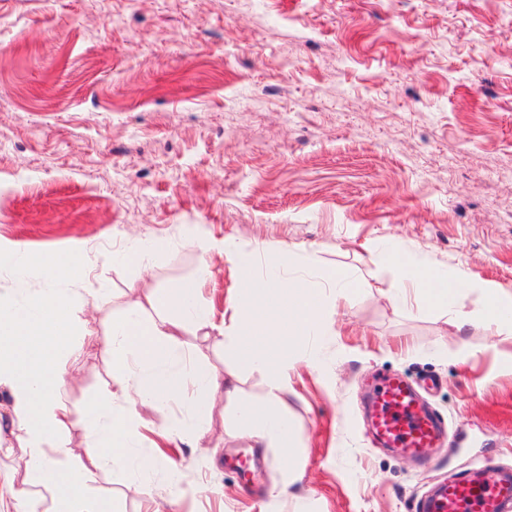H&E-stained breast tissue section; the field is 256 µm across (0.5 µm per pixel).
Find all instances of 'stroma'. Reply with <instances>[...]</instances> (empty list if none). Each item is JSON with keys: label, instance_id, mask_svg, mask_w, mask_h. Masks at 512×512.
Instances as JSON below:
<instances>
[{"label": "stroma", "instance_id": "35a3bbf8", "mask_svg": "<svg viewBox=\"0 0 512 512\" xmlns=\"http://www.w3.org/2000/svg\"><path fill=\"white\" fill-rule=\"evenodd\" d=\"M234 240L283 273H346L327 298L317 363L288 373L287 415L305 470L287 494L277 448L234 434L216 405L207 457L169 443L183 499L169 512H414L453 474L512 467V329H458L423 287L387 292L389 248L512 296V0H0V276L16 247L77 253L92 285L62 289L96 331L68 367L74 407L112 379V312L193 277L231 322L240 272L204 252ZM168 240L151 270L113 252ZM180 348L238 370L223 337ZM437 382L429 400L453 439L422 466L372 442L374 373ZM250 472L241 475L239 459ZM210 490L195 494L199 478ZM96 495L142 512L144 488L102 472Z\"/></svg>", "mask_w": 512, "mask_h": 512}]
</instances>
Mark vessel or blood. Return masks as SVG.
<instances>
[{
  "instance_id": "1",
  "label": "vessel or blood",
  "mask_w": 512,
  "mask_h": 512,
  "mask_svg": "<svg viewBox=\"0 0 512 512\" xmlns=\"http://www.w3.org/2000/svg\"><path fill=\"white\" fill-rule=\"evenodd\" d=\"M372 409L376 438L398 448L400 457L423 458L429 449L440 446V420L420 402L407 377L380 376ZM420 512H512V472L488 484L476 477L449 480L422 502Z\"/></svg>"
}]
</instances>
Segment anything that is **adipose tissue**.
<instances>
[{
  "label": "adipose tissue",
  "mask_w": 512,
  "mask_h": 512,
  "mask_svg": "<svg viewBox=\"0 0 512 512\" xmlns=\"http://www.w3.org/2000/svg\"><path fill=\"white\" fill-rule=\"evenodd\" d=\"M215 248L232 256L241 273L240 299L245 310L237 314L239 329L232 336L237 364L239 369L268 375L269 398L244 401L236 371L222 373L200 364L187 370L182 367L178 336L189 329L209 333L216 328L212 311L201 298V287L211 274L205 264L197 277L129 301L113 317L105 344L112 358V382L78 416L62 396L65 373L60 358L65 355L77 362L84 350L73 339L71 302L59 286L84 280V261L78 255L53 258L19 251L14 276L35 269L47 286L20 302L7 281L0 280V390L7 396L6 415L23 432L20 446L0 442V457L10 458L19 448L26 458L23 481H16L13 469L0 467V512H39L32 498L37 486L49 494L40 512H112L110 501L88 491L93 471L102 469L120 468L144 482L164 469L169 487L178 488L179 476L168 458L138 446L148 412L170 414V432L187 439L195 449L205 434L200 425L203 415L221 400L249 437L277 445L287 459L296 458L298 434L281 408L288 371L296 363L309 361L301 344L323 335L329 325L324 288L343 298L353 283L346 274L332 272L326 287L302 276L285 288L278 275L254 273V253L237 251L227 240ZM398 264L401 275L389 292L391 300H402L408 285L421 282L427 285L430 300L454 314L457 328L479 320L512 327V299L486 290V307L475 315L462 305L463 277H450L439 267L422 269L403 258ZM72 427L95 442L97 451L89 465L60 463L73 453L64 436Z\"/></svg>",
  "instance_id": "obj_1"
}]
</instances>
